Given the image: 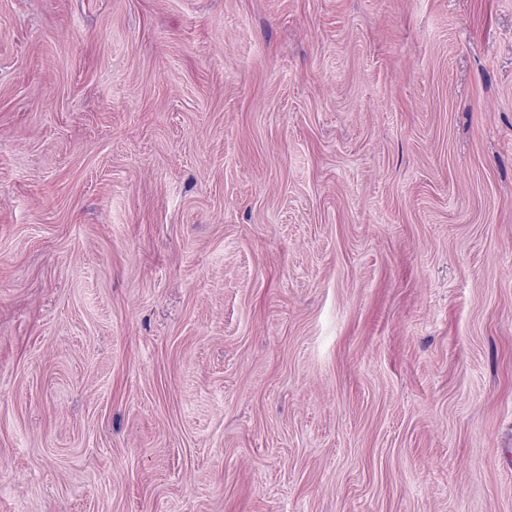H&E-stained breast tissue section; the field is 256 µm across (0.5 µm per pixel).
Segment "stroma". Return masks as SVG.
<instances>
[{"mask_svg":"<svg viewBox=\"0 0 512 512\" xmlns=\"http://www.w3.org/2000/svg\"><path fill=\"white\" fill-rule=\"evenodd\" d=\"M0 512H512V0H0Z\"/></svg>","mask_w":512,"mask_h":512,"instance_id":"35a3bbf8","label":"stroma"}]
</instances>
